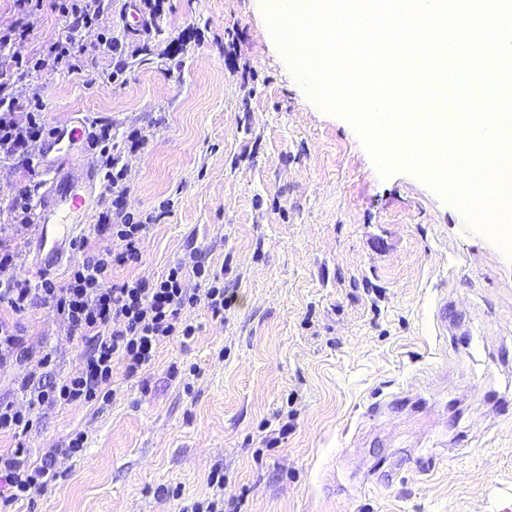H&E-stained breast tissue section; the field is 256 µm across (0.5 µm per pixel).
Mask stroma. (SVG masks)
Here are the masks:
<instances>
[{
	"mask_svg": "<svg viewBox=\"0 0 512 512\" xmlns=\"http://www.w3.org/2000/svg\"><path fill=\"white\" fill-rule=\"evenodd\" d=\"M138 5L109 3L115 36L149 48L118 81L90 46L82 72L13 91L24 103L39 87L51 124H111L119 147L147 132L127 209L171 211L115 281L195 250L235 303L220 319L184 310L196 336L167 340L136 377L114 366L110 403L49 407L23 438L0 437V453L24 444L60 474L0 512H181L215 470L242 512H512V252L420 175H382L356 127L309 97L264 0H168L133 34L121 18ZM189 28L202 43L175 55ZM19 322L5 401L44 356L65 377L86 349L46 304ZM77 431L85 450L64 455Z\"/></svg>",
	"mask_w": 512,
	"mask_h": 512,
	"instance_id": "1",
	"label": "stroma"
}]
</instances>
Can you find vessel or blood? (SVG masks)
<instances>
[{"mask_svg":"<svg viewBox=\"0 0 512 512\" xmlns=\"http://www.w3.org/2000/svg\"><path fill=\"white\" fill-rule=\"evenodd\" d=\"M67 130L57 127L39 154L37 165L50 181L36 207L35 220L41 226L37 241V257L55 267L61 264L66 245L76 231L91 218L90 184L95 166L92 138H85L81 147L66 144ZM78 155V166L63 169L59 158Z\"/></svg>","mask_w":512,"mask_h":512,"instance_id":"vessel-or-blood-1","label":"vessel or blood"}]
</instances>
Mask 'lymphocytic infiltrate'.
Returning a JSON list of instances; mask_svg holds the SVG:
<instances>
[{"label": "lymphocytic infiltrate", "mask_w": 512, "mask_h": 512, "mask_svg": "<svg viewBox=\"0 0 512 512\" xmlns=\"http://www.w3.org/2000/svg\"><path fill=\"white\" fill-rule=\"evenodd\" d=\"M22 15H30L51 4L61 20L59 36L48 43L41 57L23 58L17 41L27 36L26 25L0 31V160L13 162L28 174L52 131L46 119L40 92H33L26 106H18L11 92L13 75L65 68L81 71L86 46L97 47L112 63L107 80L122 75L128 58L142 54V47L119 39L102 24L108 0H14ZM94 145L99 150L105 192L98 201L96 223L70 244L84 258L74 264L64 283L46 278L40 291H33L21 271L23 262L11 240L13 229L32 224L40 185L33 179L11 186L5 209L8 223L0 225V304L20 316L36 301L51 305L59 327L67 336L87 342L88 349L77 375L59 378L52 371H32L18 383L23 407L0 402V434L23 435L33 426L40 410L96 399L110 401L113 364H122L134 377L150 366L158 347L173 336L193 338L196 326L183 321L184 308L204 305L212 314H223L234 296L224 287V273L205 266L197 252H189L160 277H141L114 282L116 268L138 261L139 244L161 220V213L134 217L126 210L129 194L126 156L146 147L147 135L132 130L125 138L124 152H114L111 126L94 124ZM112 237L124 242L123 251L90 246V238ZM203 286L188 292L187 277ZM59 474L48 461L32 462L27 448L17 446L0 454V485L8 501H16L54 485Z\"/></svg>", "instance_id": "lymphocytic-infiltrate-1"}]
</instances>
